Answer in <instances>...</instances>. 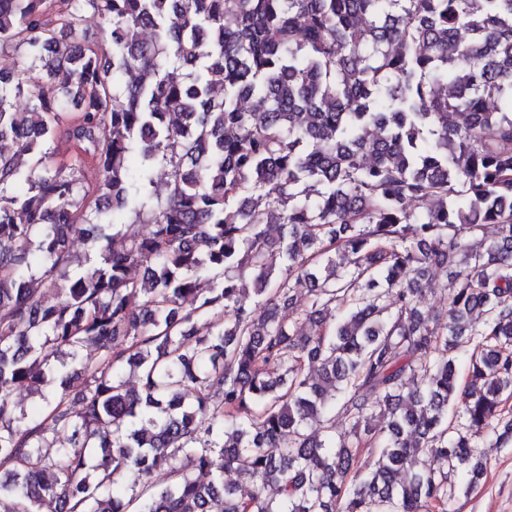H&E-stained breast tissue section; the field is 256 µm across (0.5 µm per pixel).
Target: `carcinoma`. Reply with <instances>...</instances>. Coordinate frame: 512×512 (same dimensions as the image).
I'll list each match as a JSON object with an SVG mask.
<instances>
[{
	"mask_svg": "<svg viewBox=\"0 0 512 512\" xmlns=\"http://www.w3.org/2000/svg\"><path fill=\"white\" fill-rule=\"evenodd\" d=\"M5 48L0 512H454L512 446V0H0Z\"/></svg>",
	"mask_w": 512,
	"mask_h": 512,
	"instance_id": "obj_1",
	"label": "carcinoma"
}]
</instances>
